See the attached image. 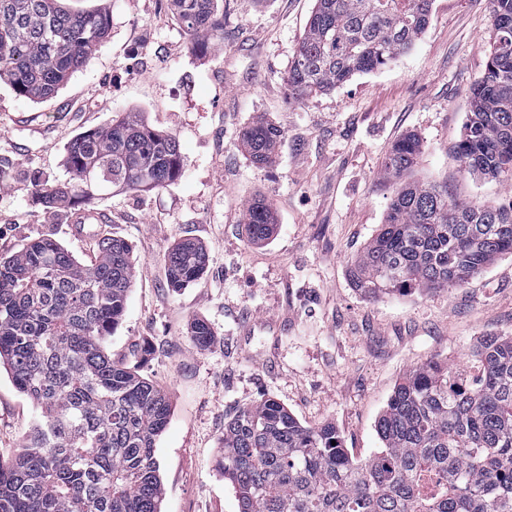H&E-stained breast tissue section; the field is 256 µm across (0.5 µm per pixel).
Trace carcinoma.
<instances>
[{
    "label": "carcinoma",
    "mask_w": 512,
    "mask_h": 512,
    "mask_svg": "<svg viewBox=\"0 0 512 512\" xmlns=\"http://www.w3.org/2000/svg\"><path fill=\"white\" fill-rule=\"evenodd\" d=\"M191 50L224 39L219 0H176ZM433 0H316L289 66L299 99L386 66L429 23ZM494 40L456 154L469 173L512 185V0H490ZM111 12L74 13L66 0H0V82L32 102L52 96L107 37ZM281 132L259 120L241 146L257 165L272 162ZM419 139L393 144L385 174L396 180L384 224L350 268L364 296L449 290L512 254V207L478 204L448 186L405 181ZM68 182L35 180L46 209H80L112 187L159 189L181 171L176 138L137 112L77 135L65 147ZM254 241L272 233L271 205L244 209ZM182 288L205 271L199 245L182 240L164 255ZM132 248L98 241L82 262L51 237L0 258V368L29 398L36 421L8 462L0 461V512H161L155 456L168 424L167 394L112 359L107 336L125 311ZM200 347L213 332L190 327ZM467 379L433 357L396 385L376 424L381 446L348 457L333 423L307 427L265 398L224 423L219 466L239 512H512V337L473 351Z\"/></svg>",
    "instance_id": "obj_1"
}]
</instances>
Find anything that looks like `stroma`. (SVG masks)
<instances>
[{
  "label": "stroma",
  "mask_w": 512,
  "mask_h": 512,
  "mask_svg": "<svg viewBox=\"0 0 512 512\" xmlns=\"http://www.w3.org/2000/svg\"><path fill=\"white\" fill-rule=\"evenodd\" d=\"M101 46L52 97L32 102L0 85V257L52 236L79 260L90 242L67 213L43 208L32 179H68L64 148L126 112L176 137L178 180L147 193L106 191L92 206L107 236L133 249L124 315L105 347L168 395L155 456L162 512H239L217 466L224 424L272 397L302 424L334 423L352 458L379 448L376 422L395 386L432 356L466 367L491 336H512V254L461 288L363 297L348 267L383 224L393 184L381 178L390 146H422L412 180L461 198L512 206V187L462 171L455 149L493 35L490 0H433L413 47L381 69L297 102L288 67L315 0H224V39L192 52L171 0H109ZM281 129L272 163L254 165L242 131ZM263 199L275 228L252 241L248 202ZM189 238L204 274L172 287L163 255ZM213 331L190 336L195 319ZM151 355H143V348ZM37 411L0 373V460L9 461Z\"/></svg>",
  "instance_id": "stroma-1"
}]
</instances>
